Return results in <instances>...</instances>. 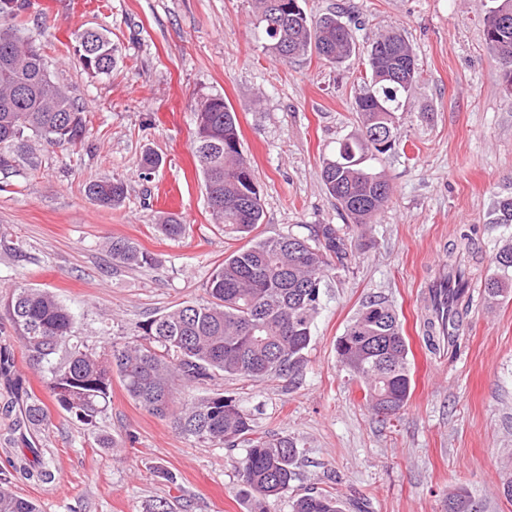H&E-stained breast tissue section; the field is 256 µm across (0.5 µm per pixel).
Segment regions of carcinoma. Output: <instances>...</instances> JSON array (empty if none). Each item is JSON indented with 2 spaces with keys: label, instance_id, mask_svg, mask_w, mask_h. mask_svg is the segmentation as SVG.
<instances>
[{
  "label": "carcinoma",
  "instance_id": "carcinoma-1",
  "mask_svg": "<svg viewBox=\"0 0 512 512\" xmlns=\"http://www.w3.org/2000/svg\"><path fill=\"white\" fill-rule=\"evenodd\" d=\"M255 29L272 54L284 61L316 55L339 64L356 52L352 30L334 13L319 17L300 9L290 12L285 0H253ZM485 18L486 44L503 66V81L512 82V0H495ZM77 63L94 76H108L117 65L111 38L96 29L76 37ZM369 79L355 98L359 132L337 142L336 157L324 162L321 177L329 195L349 218L363 227L387 204L390 184L367 161L394 148L395 112L405 106L413 82L394 79L399 71L418 77L412 47L397 31L380 34L367 47ZM84 107L56 81L40 49L21 29L0 26V171L14 169L17 155L8 147L34 140L52 146L83 141ZM192 150L203 176L207 200L224 235L247 243L224 257L206 286L208 299L157 313L138 325V339L105 343L99 353L72 342L76 316L50 292L16 285L3 308L30 363L44 380L55 403L90 429L107 410L112 397V373L128 395L150 413L174 415L183 434L199 442L228 448L243 447L237 461L240 493L250 512H265L264 504L292 489L300 455L298 441L288 435L257 431L254 413L222 392L178 400L177 383L205 385L220 373L250 380L288 376L302 369L321 308L326 273L348 267L349 238L331 224L317 225L307 236L262 237L254 234L263 211L260 191L245 158L233 108L221 96L206 97L195 108ZM392 140L379 147L377 131ZM87 195L107 208L121 204L126 185L121 179L94 181ZM492 223L512 224V196L497 198ZM166 237L186 232L176 216L159 225ZM112 261L146 267L152 258L133 241L114 238ZM495 272L484 281V292L495 299L512 292V245L495 256ZM448 277L432 291L434 315L426 318V339L433 348L444 339L460 345L464 315L472 299L466 266L450 264ZM409 347L399 314L382 300H369L336 340L343 370L364 386V399L378 415L399 412L412 390ZM16 425L22 439L49 426V416L37 397L26 398ZM13 476L49 484L57 471L44 449L32 445L10 461ZM453 512H472L474 501L464 492L448 496ZM292 512H343L340 499L318 491L296 494ZM0 512H39L38 506L0 484Z\"/></svg>",
  "mask_w": 512,
  "mask_h": 512
}]
</instances>
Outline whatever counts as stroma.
I'll return each instance as SVG.
<instances>
[{
    "instance_id": "stroma-1",
    "label": "stroma",
    "mask_w": 512,
    "mask_h": 512,
    "mask_svg": "<svg viewBox=\"0 0 512 512\" xmlns=\"http://www.w3.org/2000/svg\"><path fill=\"white\" fill-rule=\"evenodd\" d=\"M5 22L33 37L56 80L87 111L82 144L42 145L0 173V296L10 284L45 288L77 316L75 334L101 349L104 333L132 338L154 314L206 297V282L239 246L207 204L192 153L194 109L208 95L233 107L242 149L261 191L262 236L307 234L344 218L321 178L338 140L357 129L353 105L366 76L363 56L333 66L317 57L282 61L256 39L251 0H20ZM492 0H303L307 14L337 11L365 45L401 30L419 75L396 114L399 141L375 160L392 194L366 231H352L348 270L329 272L307 361L295 378L253 382L224 376L216 389L256 413L258 431L302 446L295 492L338 496L344 512H446L460 489L483 512H512V297L491 303L485 277L512 224L491 205L512 196V95L488 50L483 18ZM108 31L118 63L94 77L74 58L75 37ZM152 151L162 164L142 175ZM127 185L114 208L88 197V183ZM185 235L157 229L168 214ZM472 230V305L455 359L422 340L428 282L451 243ZM115 237L149 252L152 266L115 265ZM397 309L413 377L404 408L376 416L337 361L335 344L363 302ZM16 374L49 403L51 424L37 445L58 471L50 484L18 481L40 512H247L233 452L204 444L151 414L112 381V404L88 429L50 403L4 312L0 348ZM125 438L117 448L107 439ZM169 472L159 478L158 470Z\"/></svg>"
}]
</instances>
